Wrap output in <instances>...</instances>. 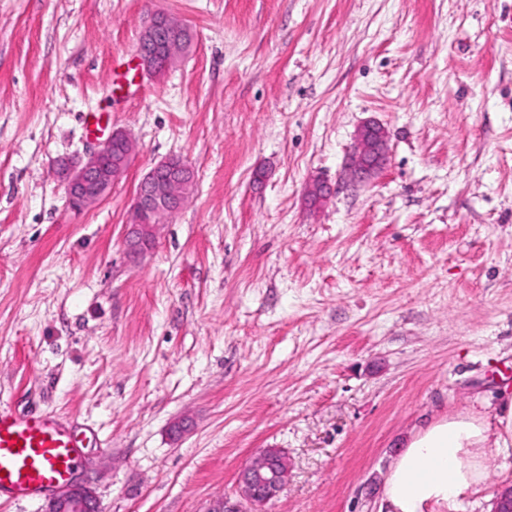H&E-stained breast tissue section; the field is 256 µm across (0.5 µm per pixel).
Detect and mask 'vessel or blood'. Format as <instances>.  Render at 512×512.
Here are the masks:
<instances>
[{
    "label": "vessel or blood",
    "instance_id": "obj_1",
    "mask_svg": "<svg viewBox=\"0 0 512 512\" xmlns=\"http://www.w3.org/2000/svg\"><path fill=\"white\" fill-rule=\"evenodd\" d=\"M85 430L54 414H23L0 403V500L40 502L75 478Z\"/></svg>",
    "mask_w": 512,
    "mask_h": 512
}]
</instances>
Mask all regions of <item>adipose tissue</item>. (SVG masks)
Wrapping results in <instances>:
<instances>
[{"label": "adipose tissue", "mask_w": 512, "mask_h": 512, "mask_svg": "<svg viewBox=\"0 0 512 512\" xmlns=\"http://www.w3.org/2000/svg\"><path fill=\"white\" fill-rule=\"evenodd\" d=\"M491 433L475 413L448 417L413 432L383 486L387 512H456L464 496L479 492L486 463L512 454V404Z\"/></svg>", "instance_id": "adipose-tissue-1"}]
</instances>
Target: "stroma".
Wrapping results in <instances>:
<instances>
[{
	"label": "stroma",
	"instance_id": "stroma-1",
	"mask_svg": "<svg viewBox=\"0 0 512 512\" xmlns=\"http://www.w3.org/2000/svg\"><path fill=\"white\" fill-rule=\"evenodd\" d=\"M159 13L193 40L151 78ZM89 112L137 149L77 211L56 164ZM369 119L388 160L354 183ZM170 157L193 191L131 260ZM511 400L512 0H0V402L97 432L102 512L238 500L263 448L291 465L267 512H379L413 430ZM510 484L492 457L458 512Z\"/></svg>",
	"mask_w": 512,
	"mask_h": 512
}]
</instances>
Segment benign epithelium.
<instances>
[{"mask_svg": "<svg viewBox=\"0 0 512 512\" xmlns=\"http://www.w3.org/2000/svg\"><path fill=\"white\" fill-rule=\"evenodd\" d=\"M183 24L165 14L154 16L141 33L137 67L140 72L156 76L159 68L169 70L178 52L172 46ZM123 145V152L112 156V143ZM388 133L376 122L362 125L356 135L352 171L359 180L376 176L387 162ZM135 151V143L122 128L112 130L108 138L86 156L65 159L57 165V175L65 185L70 203L78 208L96 204L106 198L124 175ZM187 172L169 158L155 164L140 181L128 225L127 253L137 258L151 248L157 228L183 207L187 198ZM289 476L288 460L280 448H264L255 453L238 471L236 482L241 500L232 504L223 497L207 512H265ZM97 498L82 483H72L61 495L47 504L46 512H95Z\"/></svg>", "mask_w": 512, "mask_h": 512, "instance_id": "benign-epithelium-1", "label": "benign epithelium"}]
</instances>
